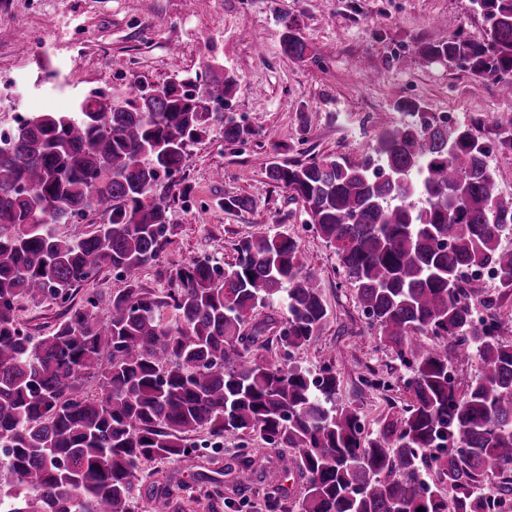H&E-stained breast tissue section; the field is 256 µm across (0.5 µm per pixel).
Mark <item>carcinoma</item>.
Here are the masks:
<instances>
[{
	"label": "carcinoma",
	"mask_w": 512,
	"mask_h": 512,
	"mask_svg": "<svg viewBox=\"0 0 512 512\" xmlns=\"http://www.w3.org/2000/svg\"><path fill=\"white\" fill-rule=\"evenodd\" d=\"M478 2L485 41L450 37L417 52L501 82L512 75V0ZM281 48L299 61L307 55L291 21ZM234 85L227 75L201 88L185 79L118 104L93 92L69 112L21 119L0 142V512H132L142 465L188 456L193 433L247 430L293 452L307 478L300 512H485L484 479L501 478L504 496L512 490V343L497 334L501 311L473 319L464 275L488 265L512 288V250L500 245L512 236V199L499 193L489 148L465 125L400 104L418 119L381 132L357 164L325 156L266 170L263 184L291 193L335 248L380 342L411 362L406 414L368 439L356 410L327 407L336 374L257 361L266 323L244 335L283 291L279 339L288 347L308 345L325 319L293 237L244 238L224 269L207 260L173 268L163 298L139 286L168 243L161 182L210 125H221L229 144L252 135L211 111ZM102 208L109 223L79 240L51 228ZM104 268L126 282L105 313L94 303L77 308L37 339L20 327V301L64 299ZM164 306L175 322L162 320ZM458 351L481 364L462 394L448 376V353ZM86 374L99 377L101 396L83 392ZM434 446L443 490L425 480L419 457ZM201 482L204 497L187 500L150 484L149 512H216L222 481ZM237 482L271 509L284 498L252 459Z\"/></svg>",
	"instance_id": "obj_1"
}]
</instances>
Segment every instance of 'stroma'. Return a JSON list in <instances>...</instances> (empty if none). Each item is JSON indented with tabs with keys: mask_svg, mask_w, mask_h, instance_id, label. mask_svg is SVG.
<instances>
[{
	"mask_svg": "<svg viewBox=\"0 0 512 512\" xmlns=\"http://www.w3.org/2000/svg\"><path fill=\"white\" fill-rule=\"evenodd\" d=\"M294 22L308 45L298 61L280 47L285 22ZM461 35L486 37L471 0H0V89L13 102L0 105V127L17 115L66 112L75 100L99 91L121 100L138 86L195 77L201 62H216L215 76H233L225 115L252 129L243 145L225 142L211 128L193 145L168 181L169 243L139 274L143 288L161 295L167 273L194 259L219 267L235 262L240 240L287 234L295 238L316 274L327 317L309 345L287 349L275 343L288 318L283 299L257 309L254 322H269L264 360L291 363L340 379L334 404L356 409L365 435L376 437L387 420L411 402L404 382L410 366L392 348L379 345L362 313L354 282L335 250L302 205L283 188L255 193L274 161L293 163L335 156L358 162L378 134L401 124L399 103H417L434 116L472 128L490 149L487 162L498 189L512 198V98L499 85L445 62H428L419 43ZM124 65L116 69L113 58ZM249 195L251 208L227 212L228 196ZM112 269L73 288L68 300L22 303L20 323L33 336L46 335L68 307L95 302L107 307L124 287ZM188 457L156 464L158 482L195 489L214 466L207 433L194 434ZM222 463L252 456L268 479L283 485L288 512L305 485L292 454L274 449L259 434L233 433L221 442Z\"/></svg>",
	"mask_w": 512,
	"mask_h": 512,
	"instance_id": "stroma-1",
	"label": "stroma"
}]
</instances>
